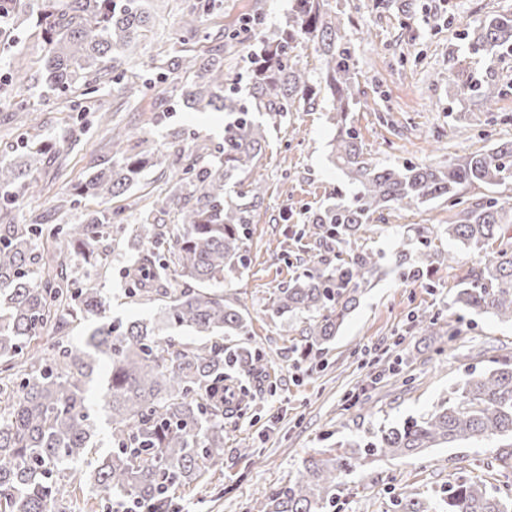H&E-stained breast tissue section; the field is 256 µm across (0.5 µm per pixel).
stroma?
I'll return each mask as SVG.
<instances>
[{
	"label": "stroma",
	"instance_id": "stroma-1",
	"mask_svg": "<svg viewBox=\"0 0 512 512\" xmlns=\"http://www.w3.org/2000/svg\"><path fill=\"white\" fill-rule=\"evenodd\" d=\"M194 0H148L151 30L125 56L124 83L104 80L95 93L57 96L32 85L22 96L0 88V163L17 161L29 147L71 136L72 146L49 154L38 175L44 191L36 197L0 198V224H77L94 210H119L121 223L91 251L76 250L69 279H91L113 320L151 319L154 306L136 303L125 268L136 207H153L161 223L176 231L165 202L166 170L147 169L139 184L118 198H86L70 204L73 186L112 164L106 116L127 125L144 148L178 145L210 158L224 138L220 112L174 111L170 62L176 55H201L211 35H233L224 54V73L248 83V58L260 42L283 26L290 0H214L195 38L176 36ZM355 53V82L364 106L350 118L366 159L377 165L406 162L445 164L455 156L490 150L512 141V56L490 62L465 52L462 33L486 16L512 9V0H331ZM258 18L256 29L240 33L243 18ZM27 57L32 73L43 67L42 40L29 23H14L0 38V79L13 53ZM490 77L504 94L495 113L457 94L467 76ZM26 109H12L15 100ZM330 103L288 113L270 122L259 166L265 201L256 213L245 248L251 259L243 273L227 277L224 296L245 309L251 322L249 348L271 361L258 383L235 367L224 381L249 394V408L224 414V465L191 485L172 491L171 512H250L255 501L295 480L314 452L338 442L368 441L380 428L420 417L446 401L466 374L512 358V323L460 312L453 304L460 278L480 259L462 256L456 265L439 259L421 280L393 268L401 238L416 227L447 223L452 211L435 200L414 210L394 209L371 224L349 247L381 253L389 273L363 293L334 341L306 351L296 319L274 316L279 288L300 271V259L326 253L304 236L311 212L354 191L327 161L335 134ZM497 440L457 448H431L416 458H384L342 478L329 512H395L400 493L438 498L449 482L473 476L474 462L487 463L483 479L501 486L511 472L491 469Z\"/></svg>",
	"mask_w": 512,
	"mask_h": 512
}]
</instances>
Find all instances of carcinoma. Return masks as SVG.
<instances>
[{"mask_svg":"<svg viewBox=\"0 0 512 512\" xmlns=\"http://www.w3.org/2000/svg\"><path fill=\"white\" fill-rule=\"evenodd\" d=\"M11 14L27 12L46 44L42 83L60 94L94 91L93 83L112 72L125 77L126 51L148 31L145 0H8ZM329 0H290L276 38L264 41L250 58L246 91L224 80V37L204 55L176 63L174 91L183 109L224 111V142L203 161L191 152H130L129 133L112 130V166L88 175L75 195L116 198L136 186L148 167H172L179 185L190 188L166 201L182 232L168 238L153 210L140 213L126 274L139 291L158 302L156 316L127 324L107 315L101 289L89 282L72 287L63 275L70 248L110 235L120 212H89L79 224L0 225V512H71L75 485L88 480L107 500L153 505L169 512L170 489L186 486L224 460V365L255 377L266 376L270 360L247 347L220 342L250 335V322L215 287L247 268L244 239L264 202L261 177L254 171L267 141L265 119L275 120L315 104L316 90L306 66L290 55L311 42L320 64L336 128L329 159L355 192L308 216L304 234L329 252L335 267L319 269L302 261V271L278 289L273 311L305 320L301 335L321 347L335 338L357 296L379 277L382 256L361 249L341 257L335 247L373 222L385 221L391 207L409 209L446 197L462 204V189L512 180V142L458 156L446 165L404 163L378 167L363 156L359 133L349 121L360 104L355 56ZM212 0H197L182 18L180 37L198 32ZM472 55H512V11L485 18L464 33ZM14 85L29 83L25 58L9 65ZM458 94L475 98L494 112L503 90L492 80L467 81ZM42 148L29 160L0 165V192L40 193L35 175ZM425 250L413 254L412 240L400 243L396 265L402 275L421 279L439 256L434 231L421 226ZM442 234L462 248L485 253L471 268L454 298L459 309L512 322V203L484 196L454 213ZM47 235L66 241L52 263L35 278L30 266L35 241ZM183 287L168 288L172 275ZM82 317L94 321L86 340L64 342L59 333ZM183 329L193 339L171 333ZM105 376L101 401L91 383ZM448 405L402 425L380 430L364 444L342 443L303 462L299 477L271 492L252 512H327L341 478L377 457H410L426 448L500 440L499 471H512V360L458 382ZM111 428V447L97 448L100 412ZM400 512H512V494L478 478L448 485L438 504L415 496L397 499Z\"/></svg>","mask_w":512,"mask_h":512,"instance_id":"carcinoma-1","label":"carcinoma"}]
</instances>
